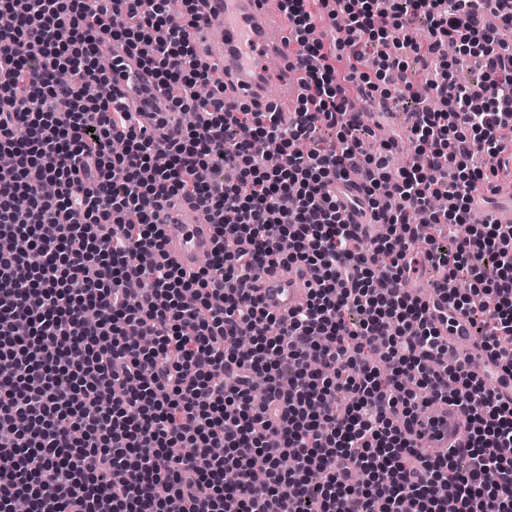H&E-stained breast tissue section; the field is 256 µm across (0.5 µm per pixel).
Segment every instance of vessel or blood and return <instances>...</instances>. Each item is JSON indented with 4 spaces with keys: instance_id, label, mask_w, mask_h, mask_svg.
<instances>
[{
    "instance_id": "obj_1",
    "label": "vessel or blood",
    "mask_w": 512,
    "mask_h": 512,
    "mask_svg": "<svg viewBox=\"0 0 512 512\" xmlns=\"http://www.w3.org/2000/svg\"><path fill=\"white\" fill-rule=\"evenodd\" d=\"M266 0H211L205 13V24H219L222 29L218 59L235 89L226 93L227 111H236L243 102H268L269 89L278 86L280 104L292 103L300 92L297 80L296 51L287 28L276 26L268 19ZM112 89L122 94L140 114L142 124L155 140L171 137L174 124L165 120L167 97L157 85L153 74L142 64L140 50L122 43L112 44L109 53L98 60ZM337 197L347 206L351 223L367 221L363 195L350 182H337ZM170 258L184 271H195L200 259L212 252L214 246L211 224L186 222L184 213L171 210L162 217ZM306 277L278 269L264 274L255 293L269 312L284 316L300 307L306 299ZM417 295L434 304V322L440 331L449 332L463 351L475 362L478 373H485L491 360L477 346L467 317L452 315L440 300V291L426 281H418ZM421 434L417 446L431 459L447 453L466 436L467 422L458 407L436 403L421 415Z\"/></svg>"
}]
</instances>
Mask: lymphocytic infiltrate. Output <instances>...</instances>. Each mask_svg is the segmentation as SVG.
I'll use <instances>...</instances> for the list:
<instances>
[{"label":"lymphocytic infiltrate","instance_id":"1","mask_svg":"<svg viewBox=\"0 0 512 512\" xmlns=\"http://www.w3.org/2000/svg\"><path fill=\"white\" fill-rule=\"evenodd\" d=\"M207 2L0 0L15 19L0 28V512H445L449 496L512 512V401L456 376L450 338L404 289L418 257L463 281L449 308L483 311L478 341L512 376V224L473 209L512 153V0H280L302 70L287 114L225 111L194 42ZM342 17L345 39L325 44L319 23ZM106 40L143 48L188 116L170 141L108 90ZM449 43L480 82L455 79ZM411 55L442 64L416 86ZM356 95L415 102L397 175L393 141L364 148ZM323 127L336 139L313 148ZM339 179L386 227L359 250ZM176 203L214 226L191 276L165 256ZM281 265L311 275L285 317L241 286ZM437 401L468 433L426 459L414 424Z\"/></svg>","mask_w":512,"mask_h":512}]
</instances>
